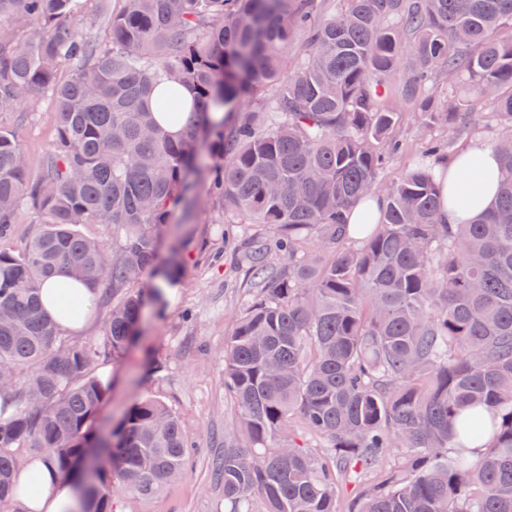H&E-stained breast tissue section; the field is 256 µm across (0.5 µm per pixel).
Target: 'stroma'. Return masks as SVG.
<instances>
[{"label":"stroma","mask_w":512,"mask_h":512,"mask_svg":"<svg viewBox=\"0 0 512 512\" xmlns=\"http://www.w3.org/2000/svg\"><path fill=\"white\" fill-rule=\"evenodd\" d=\"M4 123L16 130L31 170H39L54 133L51 96L27 99ZM439 134L407 114L397 132L402 149L383 180L397 179L422 143ZM186 231L181 277L168 289L163 308L148 307L133 345L120 357L99 362L94 375L111 386L101 427H114L139 398L160 400L180 416L194 442L193 465L154 495L113 487L114 512H224V487L213 479L212 462L223 455L225 440L235 438L240 417L224 397V338L254 293L244 256L258 228H226L221 205L201 190Z\"/></svg>","instance_id":"stroma-1"}]
</instances>
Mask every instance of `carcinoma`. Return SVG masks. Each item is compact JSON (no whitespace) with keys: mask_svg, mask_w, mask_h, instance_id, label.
Wrapping results in <instances>:
<instances>
[{"mask_svg":"<svg viewBox=\"0 0 512 512\" xmlns=\"http://www.w3.org/2000/svg\"><path fill=\"white\" fill-rule=\"evenodd\" d=\"M87 2L0 0V114L45 92L56 107L34 179L0 126V506L19 448L72 484L80 512L104 509L107 471L143 495L186 473L191 443L159 400L103 435L108 390L90 369L136 335L133 286L152 275L158 303L176 280L183 235L159 266L161 237L201 185L224 223L262 225L279 252L271 265L257 246L259 292L224 343L251 444L216 464L229 512H336L346 474L386 448L400 461L360 512H512V0H118L104 40L79 33ZM476 99L491 106L480 127ZM407 109L448 137L385 183ZM464 129L491 134L497 200L441 224L434 165ZM370 194L386 200L375 223L347 224ZM25 207L38 227L15 251ZM82 224L112 228L115 250ZM52 276L65 292L109 285L96 342L43 312Z\"/></svg>","mask_w":512,"mask_h":512,"instance_id":"obj_1","label":"carcinoma"}]
</instances>
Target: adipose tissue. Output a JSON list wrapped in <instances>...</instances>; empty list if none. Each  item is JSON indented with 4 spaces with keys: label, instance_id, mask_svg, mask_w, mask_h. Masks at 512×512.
I'll return each mask as SVG.
<instances>
[{
    "label": "adipose tissue",
    "instance_id": "adipose-tissue-1",
    "mask_svg": "<svg viewBox=\"0 0 512 512\" xmlns=\"http://www.w3.org/2000/svg\"><path fill=\"white\" fill-rule=\"evenodd\" d=\"M498 163L494 149L478 140H472L461 146L453 157L439 162L438 172L444 178L443 193H453L457 187L465 185V179L474 169L482 170L484 179L470 186L469 205L459 209L451 202H443L439 214L441 223L468 224L480 218L492 205L497 195ZM58 291L57 279L45 283L43 309L52 319L58 320L67 331L77 332L83 329L95 303V296L85 288L78 289L81 303L79 317L67 319L61 316L54 301ZM14 501L20 512H73L76 502L68 486L62 484L56 471L40 468L39 481L34 491L16 494Z\"/></svg>",
    "mask_w": 512,
    "mask_h": 512
}]
</instances>
